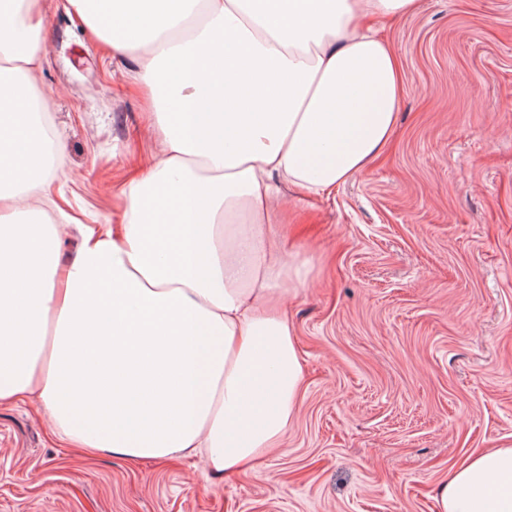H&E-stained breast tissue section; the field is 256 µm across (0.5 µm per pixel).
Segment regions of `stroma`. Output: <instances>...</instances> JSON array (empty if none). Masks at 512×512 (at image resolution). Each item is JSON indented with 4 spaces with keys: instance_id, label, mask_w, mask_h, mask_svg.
<instances>
[{
    "instance_id": "obj_1",
    "label": "stroma",
    "mask_w": 512,
    "mask_h": 512,
    "mask_svg": "<svg viewBox=\"0 0 512 512\" xmlns=\"http://www.w3.org/2000/svg\"><path fill=\"white\" fill-rule=\"evenodd\" d=\"M42 10L46 220L109 224L161 148L136 62L68 0ZM379 34L404 71L390 142L282 219L311 284L288 308L303 383L280 449L225 478L89 455L19 401L0 406V512H437L452 467L512 446V0H420Z\"/></svg>"
}]
</instances>
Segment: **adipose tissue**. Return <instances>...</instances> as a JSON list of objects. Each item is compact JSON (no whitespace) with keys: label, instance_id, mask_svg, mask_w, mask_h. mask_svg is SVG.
Segmentation results:
<instances>
[{"label":"adipose tissue","instance_id":"1","mask_svg":"<svg viewBox=\"0 0 512 512\" xmlns=\"http://www.w3.org/2000/svg\"><path fill=\"white\" fill-rule=\"evenodd\" d=\"M68 3L135 55L164 148L116 224L45 223L26 194L54 172L32 82L42 4L0 0V404L36 400L83 448L235 473L280 447L298 404L288 305L309 278L277 219L389 142L402 69L373 27L418 0ZM436 502L512 512V447L466 458Z\"/></svg>","mask_w":512,"mask_h":512}]
</instances>
